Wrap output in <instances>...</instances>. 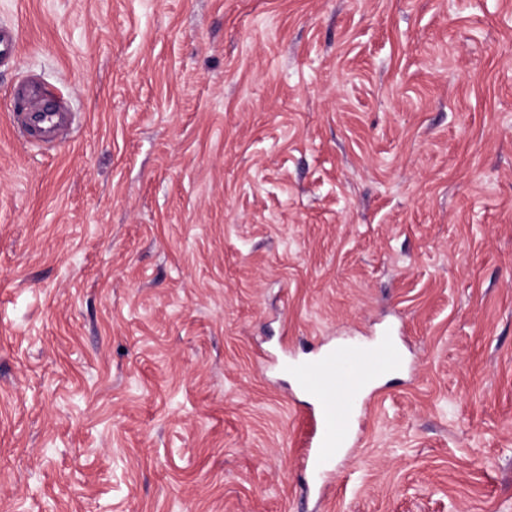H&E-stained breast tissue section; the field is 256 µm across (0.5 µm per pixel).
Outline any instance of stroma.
Wrapping results in <instances>:
<instances>
[{
	"instance_id": "1",
	"label": "stroma",
	"mask_w": 512,
	"mask_h": 512,
	"mask_svg": "<svg viewBox=\"0 0 512 512\" xmlns=\"http://www.w3.org/2000/svg\"><path fill=\"white\" fill-rule=\"evenodd\" d=\"M2 23L0 512H512V0ZM380 336L406 365L306 491L281 364Z\"/></svg>"
}]
</instances>
